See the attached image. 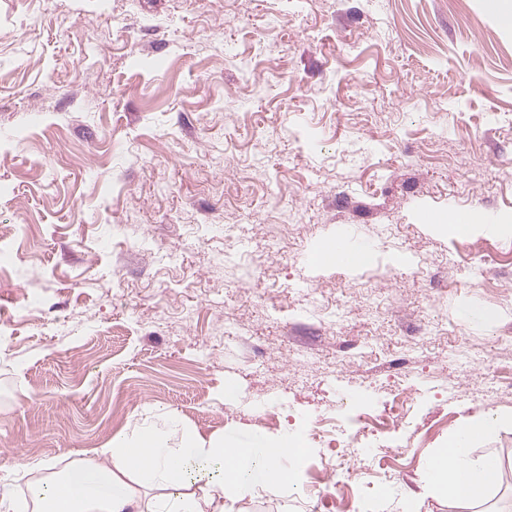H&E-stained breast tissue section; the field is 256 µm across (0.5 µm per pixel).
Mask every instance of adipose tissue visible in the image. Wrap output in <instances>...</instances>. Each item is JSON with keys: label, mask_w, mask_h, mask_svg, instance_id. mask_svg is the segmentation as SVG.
Instances as JSON below:
<instances>
[{"label": "adipose tissue", "mask_w": 512, "mask_h": 512, "mask_svg": "<svg viewBox=\"0 0 512 512\" xmlns=\"http://www.w3.org/2000/svg\"><path fill=\"white\" fill-rule=\"evenodd\" d=\"M512 430L511 412H483L464 420L444 448L429 457L423 470L430 489L463 508L485 503L501 477L492 454L475 446L499 431ZM307 453L295 435H258L240 442L221 435L202 437L176 414L163 424L136 423L93 456L64 468L43 461L42 477L28 488L26 500L0 498V512H239L248 493L277 490L288 484V464ZM210 483L204 495L191 492L193 480ZM157 489L142 499L134 485Z\"/></svg>", "instance_id": "obj_1"}]
</instances>
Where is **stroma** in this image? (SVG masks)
I'll use <instances>...</instances> for the list:
<instances>
[{"instance_id":"35a3bbf8","label":"stroma","mask_w":512,"mask_h":512,"mask_svg":"<svg viewBox=\"0 0 512 512\" xmlns=\"http://www.w3.org/2000/svg\"><path fill=\"white\" fill-rule=\"evenodd\" d=\"M451 209L512 215L485 0H0V494L155 414L246 441L401 386L391 494L324 499L323 440L240 512H458L423 463L512 410V236ZM340 235L373 261L316 263ZM432 222L459 238L470 237L485 226L512 236V216L500 219L498 224H488L486 217L478 211H448V214L435 216Z\"/></svg>"}]
</instances>
